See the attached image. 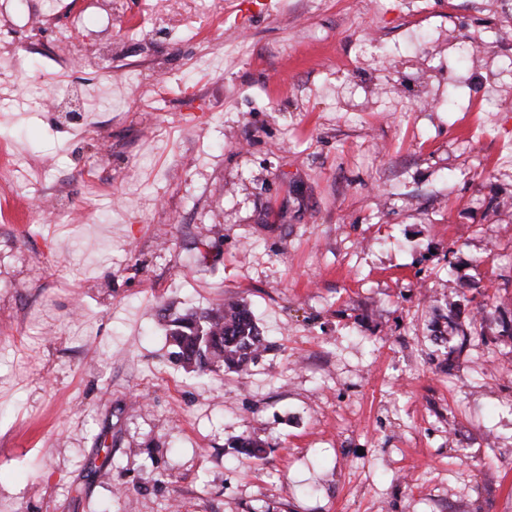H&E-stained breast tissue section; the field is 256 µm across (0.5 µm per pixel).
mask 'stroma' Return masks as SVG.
<instances>
[{
	"instance_id": "stroma-1",
	"label": "stroma",
	"mask_w": 512,
	"mask_h": 512,
	"mask_svg": "<svg viewBox=\"0 0 512 512\" xmlns=\"http://www.w3.org/2000/svg\"><path fill=\"white\" fill-rule=\"evenodd\" d=\"M5 19L0 512H512V338L431 332L465 283L512 314V0ZM231 300L266 351L177 362Z\"/></svg>"
}]
</instances>
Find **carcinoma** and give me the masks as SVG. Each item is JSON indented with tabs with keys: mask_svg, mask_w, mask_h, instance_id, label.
I'll return each mask as SVG.
<instances>
[{
	"mask_svg": "<svg viewBox=\"0 0 512 512\" xmlns=\"http://www.w3.org/2000/svg\"><path fill=\"white\" fill-rule=\"evenodd\" d=\"M468 290L481 297L478 303L481 317H473L466 323L460 320L461 302L467 300V294L456 291L448 296L444 325H433L438 339L452 351L465 348L473 339H485L491 310L501 309V305L480 287L470 284ZM170 337L176 347V359L195 366L201 373L224 368L241 371L264 348V339L251 311L240 302L179 317L173 321ZM235 448L248 458L260 459L266 453L265 443L250 435L240 437Z\"/></svg>",
	"mask_w": 512,
	"mask_h": 512,
	"instance_id": "1",
	"label": "carcinoma"
}]
</instances>
